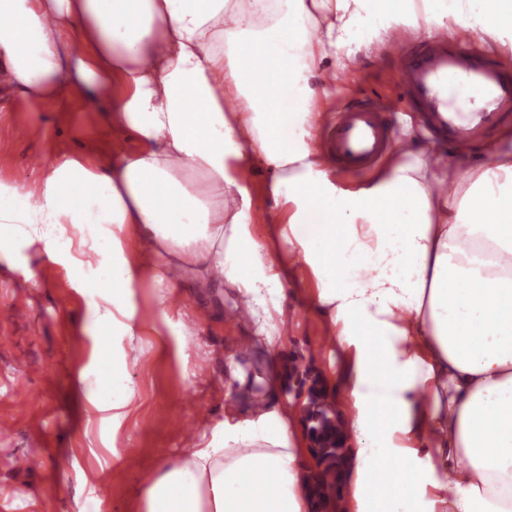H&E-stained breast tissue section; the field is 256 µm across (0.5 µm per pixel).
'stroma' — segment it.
I'll use <instances>...</instances> for the list:
<instances>
[{
    "label": "stroma",
    "instance_id": "obj_1",
    "mask_svg": "<svg viewBox=\"0 0 512 512\" xmlns=\"http://www.w3.org/2000/svg\"><path fill=\"white\" fill-rule=\"evenodd\" d=\"M371 97L391 113V134L427 145L438 139L404 100L399 55L383 49L328 83L315 110L323 131L335 96ZM40 134H33V125ZM129 142L82 111L79 96L0 111V184L38 186L43 166L66 154L109 156ZM288 267V325L268 345L251 320L229 321L240 304L225 284L176 280L133 290L134 335L103 337L91 292L66 263L45 262L38 244L0 246V507L5 512H145V473L177 463L203 435L223 433L224 414L254 397L302 412L307 395L291 392L293 366L331 387L340 360L328 326L306 308L316 281L302 256L278 246ZM36 280H28V272ZM123 362L135 399L121 421L99 384L100 365ZM34 455L39 471L16 466ZM65 481H57L59 462Z\"/></svg>",
    "mask_w": 512,
    "mask_h": 512
}]
</instances>
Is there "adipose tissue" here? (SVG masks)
<instances>
[{
	"instance_id": "adipose-tissue-1",
	"label": "adipose tissue",
	"mask_w": 512,
	"mask_h": 512,
	"mask_svg": "<svg viewBox=\"0 0 512 512\" xmlns=\"http://www.w3.org/2000/svg\"><path fill=\"white\" fill-rule=\"evenodd\" d=\"M397 30L489 36L512 53V0L461 14L448 0H0V89L32 102L78 92L131 144L0 192V237L27 225L60 262L61 225L85 224L93 200L97 225L71 264L103 273L114 335H133L142 281L180 269L205 283L218 268L270 342L288 275L251 231L261 164L281 212L273 233L316 276L312 305L343 358L344 512H512V142L468 160L459 181L398 144L354 189L312 146L327 71ZM129 230L146 259L127 254ZM224 440L150 480L147 512H309L287 409L225 424ZM231 442L246 448L228 454Z\"/></svg>"
}]
</instances>
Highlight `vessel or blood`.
<instances>
[{
  "label": "vessel or blood",
  "mask_w": 512,
  "mask_h": 512,
  "mask_svg": "<svg viewBox=\"0 0 512 512\" xmlns=\"http://www.w3.org/2000/svg\"><path fill=\"white\" fill-rule=\"evenodd\" d=\"M468 40L449 48L446 32L406 50L400 78L408 102L436 135L468 146L476 131L512 115V74L477 61ZM325 143L338 168L366 173L384 154L390 121L373 100L337 98Z\"/></svg>",
  "instance_id": "1"
}]
</instances>
